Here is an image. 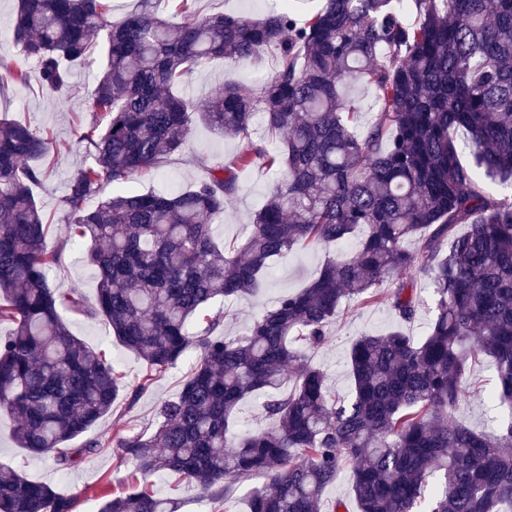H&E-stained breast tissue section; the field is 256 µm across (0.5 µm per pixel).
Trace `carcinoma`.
<instances>
[{
    "label": "carcinoma",
    "mask_w": 512,
    "mask_h": 512,
    "mask_svg": "<svg viewBox=\"0 0 512 512\" xmlns=\"http://www.w3.org/2000/svg\"><path fill=\"white\" fill-rule=\"evenodd\" d=\"M158 2L142 0L117 22L112 0L17 2L12 40L39 86L71 90L67 64L102 51L96 113L76 132L91 162L63 198L69 235L88 243L95 301L49 277L62 249L48 248L50 219L32 192L49 172L48 135L0 119V323L13 325L0 337V406L17 422L18 447L58 470L101 448L132 459L131 482L100 512H179L178 500L152 488L159 473L196 487L211 512L257 476L265 484L250 512H349L343 499L323 504L347 465L356 512H512V201L484 187H512V0H322L302 22L287 9L201 14L197 0H176L169 19ZM268 48L276 61L260 95L233 83L203 102L178 93L192 71ZM31 81L28 68H8L0 88ZM355 83L376 94L362 133L360 100L347 93ZM258 114L262 143L252 138ZM195 119L241 143L232 161H201L207 180L180 192L88 206L104 186L183 150ZM458 130L469 134L471 165L460 160ZM255 164L279 176L245 242L223 245L214 225L239 192L238 169ZM350 240L351 251L282 295L245 335L217 333L227 312L213 302L253 294L300 248ZM419 276L435 296L426 336L393 328L358 337L353 391L336 397L306 350L325 343L348 301H383L414 320ZM62 308L105 321L149 374L126 391L106 355L70 332ZM192 349L153 433L118 429L75 444L119 397L133 404ZM485 358L497 376L491 400L509 420L476 432L456 408ZM253 394L265 425L237 434L239 405ZM0 512H75V502L4 469Z\"/></svg>",
    "instance_id": "carcinoma-1"
}]
</instances>
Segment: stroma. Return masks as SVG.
I'll return each instance as SVG.
<instances>
[{"instance_id": "stroma-1", "label": "stroma", "mask_w": 512, "mask_h": 512, "mask_svg": "<svg viewBox=\"0 0 512 512\" xmlns=\"http://www.w3.org/2000/svg\"><path fill=\"white\" fill-rule=\"evenodd\" d=\"M273 62V54L268 50L235 67L212 62L188 75L185 92L189 97L201 101L226 82L238 83L246 93L258 92L270 74ZM99 72V62L72 63L70 73L75 90L66 96L41 89L35 84L10 86L0 94V118L28 122L33 128L50 135V172L39 184L34 185L33 193L42 210L52 220L48 246L61 244L65 247L63 259L53 268L51 279L61 291H78L90 301L96 297V275L81 260L84 252L82 242L67 236V212L62 197L74 173L90 161L89 155L75 145V130L79 124L89 122L93 117V90ZM239 148L238 141L216 135L204 124H194L184 151L168 156L157 171L136 178L126 184L125 189L132 193L180 191L204 178V171L196 163L197 157L228 160L238 153ZM275 179L273 172L264 171L256 165L241 172L240 190L226 208L223 223L215 227L219 240L241 241L245 225L249 223L252 213L265 203ZM328 255L326 249L310 248L276 262L258 294L239 299L231 305L222 328L223 335L243 334L255 318L274 306L278 297L296 291L313 280ZM60 315L72 333L89 347L107 350L112 362L122 372L128 388L138 385L146 373L144 361L112 337L105 322L90 321L66 309L61 310ZM395 324L394 314L386 304L343 306L339 317L328 330L326 344L309 351L308 357L315 366L326 372L328 384L336 395H348L353 387L347 365L351 344L361 334L381 333ZM193 361V356L189 355L167 369L134 404L119 402L112 415L105 417L91 430V437L110 435L117 423L135 433L155 431L161 404L175 396L182 376L188 372ZM469 384L470 394L456 410L458 419L477 430L497 426L504 419L505 412L489 398L496 387L492 362L484 360L476 365L469 377ZM15 426V420L0 409V467L16 470L34 481L52 484L63 495L75 499L76 512H99L106 497L134 469L132 460L105 448L90 455L73 469L57 471L44 458L30 455L17 447Z\"/></svg>"}]
</instances>
